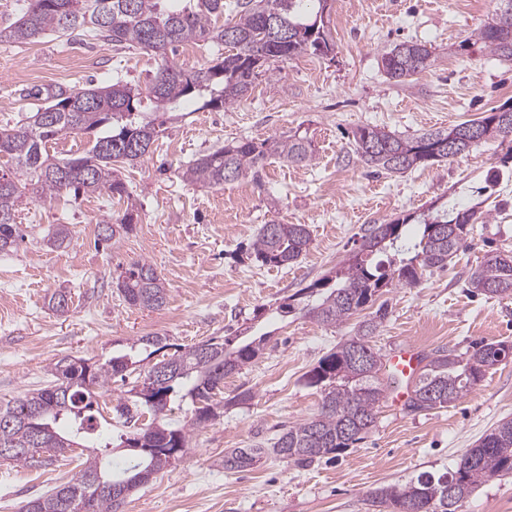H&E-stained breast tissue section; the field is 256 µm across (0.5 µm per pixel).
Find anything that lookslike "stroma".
<instances>
[{"label":"stroma","instance_id":"stroma-1","mask_svg":"<svg viewBox=\"0 0 512 512\" xmlns=\"http://www.w3.org/2000/svg\"><path fill=\"white\" fill-rule=\"evenodd\" d=\"M499 7V0H335L331 52L274 63L229 108L181 107L149 154L123 170L128 197L64 193L24 201L16 222L25 239L0 254V405L47 386L63 357L102 363L142 336L190 347L262 335V353L224 380L223 415L194 434L182 460L134 492L124 512H387L370 505V492L452 469L486 431L512 418V356L447 408L411 411L383 398L373 429L334 460L297 467L267 456L240 473L225 472L221 461L230 449L315 415L322 391L306 375L355 327L351 320L325 326L298 314L284 318L278 306L346 261L370 225L433 204L468 206L494 168L505 176L486 203L491 218L475 220L467 247L447 269L381 290L377 300L388 315L370 343L384 359L406 344L424 357L462 353L480 341L512 345V298L466 286L488 256L512 254V138L403 174L375 172L349 153L361 126L413 136L512 106V61L460 48ZM404 41L426 43L434 63L396 84L381 57ZM159 65L152 52L75 33L0 42V126L37 110L38 88L102 85L119 76L143 89ZM295 131L314 144L310 164L271 158L260 181L212 188L182 178L189 162L225 144ZM130 206L132 230L100 243L99 222H118ZM273 221L311 229L310 248L294 265L267 266L253 253L261 226ZM59 224L68 225L71 242L53 249L45 239ZM142 258L169 290L162 309L130 306L116 287L124 268ZM59 290L70 296L63 314L48 304ZM245 390L252 400L232 404ZM76 471L60 460L37 469L0 462V512H21ZM458 512H512V478L488 479Z\"/></svg>","mask_w":512,"mask_h":512}]
</instances>
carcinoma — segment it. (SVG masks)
<instances>
[{"label": "carcinoma", "instance_id": "carcinoma-1", "mask_svg": "<svg viewBox=\"0 0 512 512\" xmlns=\"http://www.w3.org/2000/svg\"><path fill=\"white\" fill-rule=\"evenodd\" d=\"M25 0L18 18L0 27V41L25 43L54 31L84 36L125 49H152L164 57L146 91L117 78L111 84L73 88L48 85L36 95L46 105L28 121L0 127V156L15 168L0 173V253H9L23 240L15 222L17 208L25 199L46 201L64 192H106L112 197L128 195L120 170L137 163L165 131L167 114L180 103L191 101L200 108L220 109L246 96L258 77L251 56L274 62L311 51L330 49L324 0H236L234 17L219 25L224 0ZM492 23L480 28L470 41L490 55L512 61L505 40L512 38V0H500ZM204 41L224 47L214 64L185 71L165 59L168 51L185 41ZM427 45L409 41L382 56L387 77L401 83L431 67ZM512 126V112L494 110L456 124L491 131L500 137L502 123ZM63 133L92 135L84 154L57 159L46 144ZM354 153L369 168L393 174L452 159L448 153V129L427 130L412 138H401L376 126H364L353 134ZM277 157L292 164H309L315 158L308 138L294 134L267 138L260 143L242 139L205 153L183 172L185 181L222 186L247 175L259 180L264 164ZM475 211L424 210L374 224L362 236L359 250L334 274L319 278L300 294L315 297L301 312L323 325H336L364 310L373 297L393 283L415 285L424 274L448 268V262L467 246L469 224ZM311 230L306 224H264L253 244V252L266 265L287 267L309 250ZM468 287L491 298L512 295V255H492L468 280ZM125 301L146 309H161L168 289L156 268L140 259L118 281ZM384 308L358 323L352 336L322 357L308 373L309 385L322 390L320 410L314 416L283 427L267 444L234 448L224 453L227 472L248 470L263 457L274 455L296 464H310L350 447L367 433L376 420L384 386L377 374L381 358L369 343L386 317ZM231 339H210L208 350L200 345L177 350L159 361L167 370L165 383L155 388L143 384L132 388L134 400L118 401L115 412L124 423H135L140 411L151 414V422L119 435V443L107 441L99 453L81 462L82 469L69 481L28 501L23 512H122L125 500L99 491L101 483H118L129 490L146 485L155 474L182 459L190 449L194 431L221 416L223 405L215 401L224 388V378L254 360L260 344L252 340L230 347ZM368 352L365 364L352 359L355 346ZM169 347L164 336H141L123 354L104 364H87L82 358L63 357L54 363L55 384L39 388L0 406V460L41 468L52 460L50 452H61L78 441H93L100 435L97 397L119 375L127 381L136 372V358L152 356ZM512 348L499 342L473 346L462 354L438 351L425 357L414 382L408 407L413 410L445 408L465 396L486 373L500 364ZM191 401L193 417L181 426L167 421L176 391ZM43 416V427L27 423L29 414ZM126 449L122 465L104 462L107 451ZM512 475V418L501 420L465 451L454 469L423 471L403 484L377 491L373 502L392 509L406 503L443 508L448 485L455 488L456 502L469 497L486 480Z\"/></svg>", "mask_w": 512, "mask_h": 512}]
</instances>
